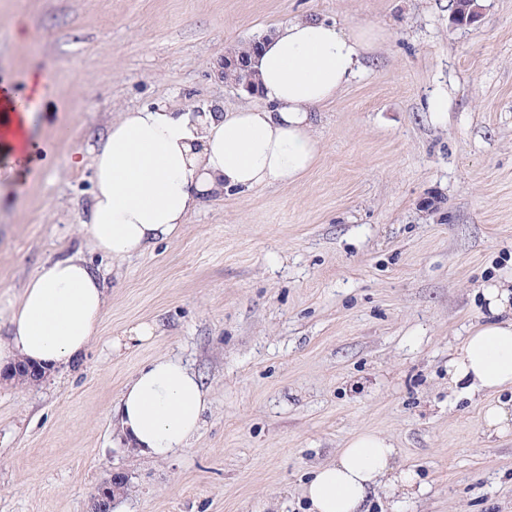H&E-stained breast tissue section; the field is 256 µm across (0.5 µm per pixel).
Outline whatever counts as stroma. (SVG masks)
<instances>
[{
    "instance_id": "stroma-1",
    "label": "stroma",
    "mask_w": 512,
    "mask_h": 512,
    "mask_svg": "<svg viewBox=\"0 0 512 512\" xmlns=\"http://www.w3.org/2000/svg\"><path fill=\"white\" fill-rule=\"evenodd\" d=\"M452 3L0 0V88L42 87L28 165L0 147V333L61 251H81L110 292L79 365L26 387L0 378V512H89L111 471L126 478L112 512H306L314 468L360 430L389 438L424 485L407 512H512V434L448 384L484 287L512 279V0H476L464 26ZM301 15L384 32L322 108L316 167L209 202L113 268L80 226L108 124L144 106L259 105L216 61ZM145 321L156 336L113 350ZM166 353L208 408L187 448L152 461L112 425L124 384Z\"/></svg>"
}]
</instances>
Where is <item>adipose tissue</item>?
I'll list each match as a JSON object with an SVG mask.
<instances>
[{
	"label": "adipose tissue",
	"instance_id": "adipose-tissue-1",
	"mask_svg": "<svg viewBox=\"0 0 512 512\" xmlns=\"http://www.w3.org/2000/svg\"><path fill=\"white\" fill-rule=\"evenodd\" d=\"M380 39L369 25L346 29L298 16L263 39L255 70L265 107L228 112L216 102L197 114L167 106L121 112L92 157L94 189L80 224L93 249L124 262L178 237L211 199L301 179L321 157L316 109L336 99ZM32 113L0 89V144L21 164L29 159ZM484 298L491 317L449 358L448 383L466 397H485V425L499 435L512 429V412L489 397L512 390V284L491 285ZM108 300L104 273L80 253L45 261L13 303L0 367L29 362L48 373L77 364L97 338ZM207 406L197 373L161 354L124 385L116 428L139 455L166 459L187 448ZM396 453L377 433L352 435L334 460L315 468L304 489L309 512H367L377 496L382 512H405V499L424 487L396 465ZM396 487L404 499L393 497Z\"/></svg>",
	"mask_w": 512,
	"mask_h": 512
}]
</instances>
